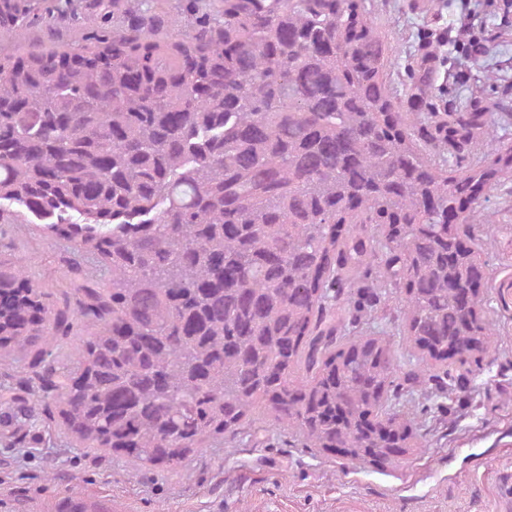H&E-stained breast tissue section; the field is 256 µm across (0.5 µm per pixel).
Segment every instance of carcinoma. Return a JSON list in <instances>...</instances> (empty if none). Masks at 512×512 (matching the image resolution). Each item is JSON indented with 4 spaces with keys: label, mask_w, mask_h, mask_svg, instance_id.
<instances>
[{
    "label": "carcinoma",
    "mask_w": 512,
    "mask_h": 512,
    "mask_svg": "<svg viewBox=\"0 0 512 512\" xmlns=\"http://www.w3.org/2000/svg\"><path fill=\"white\" fill-rule=\"evenodd\" d=\"M365 0H99L0 23L83 26L0 54V227L35 224L66 262L56 301L0 260V365L29 360L45 425L138 468L175 470L256 423L388 466L424 447L405 402L480 364L492 332L471 205L512 145L447 164L485 128L405 112ZM379 288L361 287L371 268ZM396 299L413 353L349 333ZM78 344L70 367L49 346ZM55 512H112L56 500Z\"/></svg>",
    "instance_id": "carcinoma-1"
}]
</instances>
